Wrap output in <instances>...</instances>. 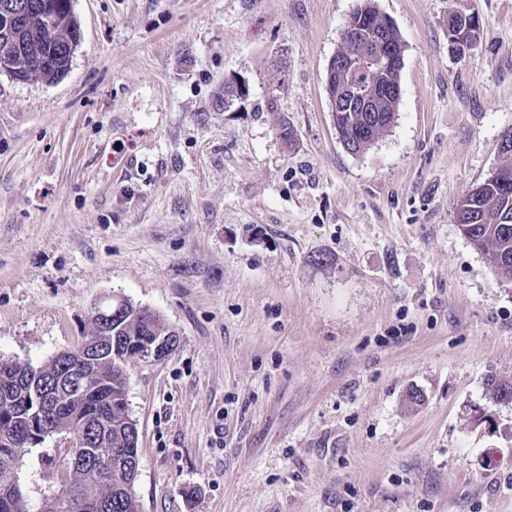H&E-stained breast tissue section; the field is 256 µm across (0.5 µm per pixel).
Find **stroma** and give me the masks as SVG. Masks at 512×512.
<instances>
[{"label": "stroma", "instance_id": "1", "mask_svg": "<svg viewBox=\"0 0 512 512\" xmlns=\"http://www.w3.org/2000/svg\"><path fill=\"white\" fill-rule=\"evenodd\" d=\"M357 4L73 0L64 77L0 73V358L115 296L177 336L126 366L141 512H512V285L454 221L512 129V0H376L401 98L353 155L324 85ZM66 448L23 456L32 512ZM451 12H455V18H452L451 21L459 28H463L465 24L470 21L471 17L469 15L473 14H466L455 10H452ZM457 27H452V24L448 21V42L457 46L460 49L458 53L464 55L465 52L475 43L481 28V22L479 17L474 15L470 24L465 28L460 30Z\"/></svg>", "mask_w": 512, "mask_h": 512}]
</instances>
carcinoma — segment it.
I'll use <instances>...</instances> for the list:
<instances>
[{
    "label": "carcinoma",
    "instance_id": "carcinoma-1",
    "mask_svg": "<svg viewBox=\"0 0 512 512\" xmlns=\"http://www.w3.org/2000/svg\"><path fill=\"white\" fill-rule=\"evenodd\" d=\"M57 16L62 29L54 39L41 35L34 29H17L0 25V48L8 44L17 52H25L28 47H42L44 55L52 57L51 68L47 71L36 69L26 73L28 80L53 82L60 78L59 71L71 64L67 46L80 38V24L72 15L71 0H55ZM379 11L372 0H360L344 21L343 31L350 28L360 30L362 41L357 45L343 42L336 57L346 62L339 69L336 78L350 82L360 81L352 61L375 56V43L378 29L367 24V18L378 16ZM381 33L390 42L401 40L396 27L387 28ZM399 99L391 97L378 102L377 126L363 142L371 144L394 122ZM365 113L355 109L344 112L337 119V134L346 150H351L350 140L363 128ZM458 207H466L475 215V223L466 228L470 242L479 250L490 254L498 278L512 283V191L504 192L497 182L488 178L466 197ZM173 336L161 326L156 316L146 319L131 306L125 317L112 324V341L119 348H125L131 341L142 342L155 336ZM76 363L71 355L60 354L47 364L34 367L29 363L0 359V399L6 393L18 397L23 389L18 383L27 371L40 372L43 379L51 380L63 373V369ZM100 380L88 389L86 395H61L53 400V421L62 430L71 431L79 425L95 434L100 440L101 455L112 460L111 470L102 475L97 467L82 464L71 471L68 484L62 493L46 499L38 512H68L66 503L75 497L86 496L101 505L99 512H139L136 499L128 493L135 485L136 475L129 465L127 454H139L138 437L131 432L130 424L115 409L111 400L118 399L126 392L127 382L123 369L116 361L105 358L98 367ZM28 435L26 411L19 407L5 413L0 409V512H31L24 494H16L11 489L12 475L19 459L26 451Z\"/></svg>",
    "mask_w": 512,
    "mask_h": 512
}]
</instances>
